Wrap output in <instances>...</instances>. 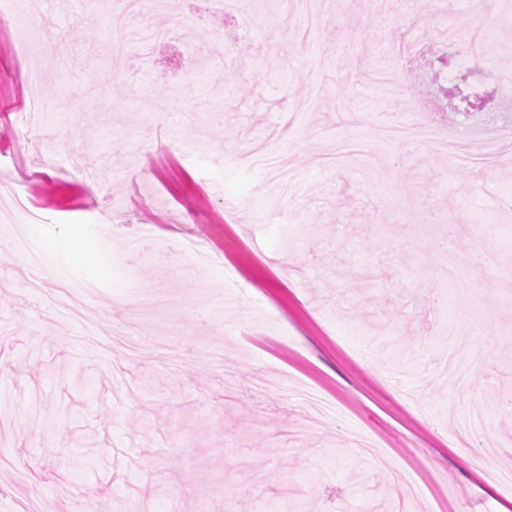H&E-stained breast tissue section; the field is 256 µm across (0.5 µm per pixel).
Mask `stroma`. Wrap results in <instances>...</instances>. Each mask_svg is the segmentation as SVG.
<instances>
[{
	"label": "stroma",
	"instance_id": "35a3bbf8",
	"mask_svg": "<svg viewBox=\"0 0 512 512\" xmlns=\"http://www.w3.org/2000/svg\"><path fill=\"white\" fill-rule=\"evenodd\" d=\"M103 2L0 0V184L21 150L51 218L30 230L41 267L95 288L84 319L47 309L0 222V512L38 493L56 512H496L512 497L489 477L512 470V166L465 162L494 136L466 120L454 154L396 145L416 114L356 78L457 50L475 83L512 76V0H328L317 33L276 23L286 0H241L249 31L224 0H175L133 17L170 36L135 45L124 75ZM437 20L459 29L452 45L402 57ZM47 35L65 51L50 71ZM33 72L59 108L23 145ZM269 154L296 176L277 214L248 163ZM90 167L95 196L77 179ZM185 237L216 254L205 273L159 261ZM448 257L475 289L439 277ZM138 287L177 304L141 319L124 304ZM305 383L349 411L309 421ZM476 411L483 428L462 433Z\"/></svg>",
	"mask_w": 512,
	"mask_h": 512
}]
</instances>
